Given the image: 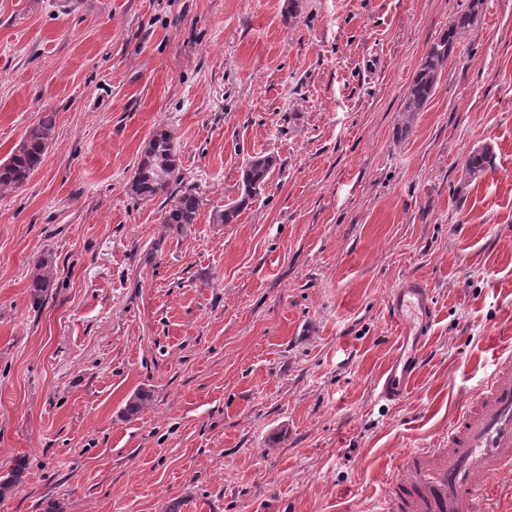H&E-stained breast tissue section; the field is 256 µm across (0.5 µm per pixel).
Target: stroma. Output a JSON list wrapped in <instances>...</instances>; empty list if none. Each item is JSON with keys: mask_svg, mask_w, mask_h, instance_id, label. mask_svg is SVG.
<instances>
[{"mask_svg": "<svg viewBox=\"0 0 512 512\" xmlns=\"http://www.w3.org/2000/svg\"><path fill=\"white\" fill-rule=\"evenodd\" d=\"M470 0H0V512H373L512 354V0H483L405 139L404 96ZM169 130L201 209L127 185ZM494 151L465 179L468 155ZM278 165L237 222L252 156ZM53 286L33 302L32 271ZM432 295L405 397L388 300ZM152 400L125 418L140 389ZM56 120L46 113L24 132L10 156L0 161V188L17 189L40 166L50 144L55 139ZM172 194L169 196L170 206L165 210L161 221L169 228L183 231L190 224H195L201 199L191 186L182 185Z\"/></svg>", "mask_w": 512, "mask_h": 512, "instance_id": "obj_1", "label": "stroma"}]
</instances>
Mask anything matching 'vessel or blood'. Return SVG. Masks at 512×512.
Segmentation results:
<instances>
[{
	"label": "vessel or blood",
	"mask_w": 512,
	"mask_h": 512,
	"mask_svg": "<svg viewBox=\"0 0 512 512\" xmlns=\"http://www.w3.org/2000/svg\"><path fill=\"white\" fill-rule=\"evenodd\" d=\"M389 307L401 326L400 352L384 373L380 395L396 401L418 372L433 313L431 292L421 279L407 278ZM511 471L512 356L507 355L432 447L407 454L387 484L384 512H468L476 500L491 501L493 477Z\"/></svg>",
	"instance_id": "vessel-or-blood-1"
}]
</instances>
